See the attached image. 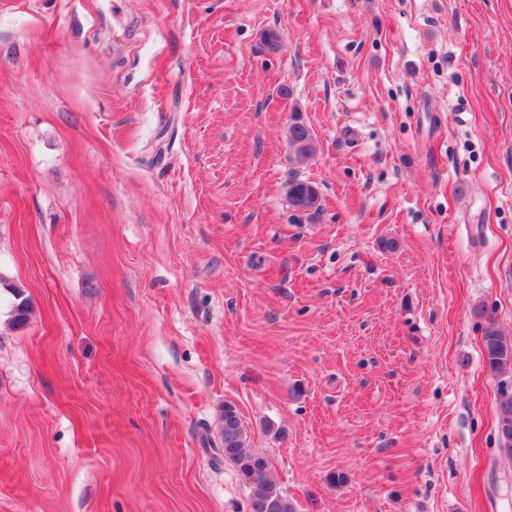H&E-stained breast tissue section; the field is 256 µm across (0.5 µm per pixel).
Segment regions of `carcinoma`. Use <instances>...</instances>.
Instances as JSON below:
<instances>
[{
  "label": "carcinoma",
  "mask_w": 512,
  "mask_h": 512,
  "mask_svg": "<svg viewBox=\"0 0 512 512\" xmlns=\"http://www.w3.org/2000/svg\"><path fill=\"white\" fill-rule=\"evenodd\" d=\"M288 144L302 162L312 158L318 149L311 130L296 118L288 126ZM287 194L295 210L310 219L320 215L321 192L316 183L295 177L288 182ZM11 291L17 299L11 313L12 324L22 327L29 320L31 307L19 288L13 287ZM482 342L486 366L497 378L499 452L512 460V389H503L504 382L512 383V338L504 335L489 319L484 326ZM221 443L224 461L231 463L249 486L248 512H298L296 502L283 494L272 479L267 457L250 448L248 431L230 403L224 404Z\"/></svg>",
  "instance_id": "carcinoma-1"
}]
</instances>
